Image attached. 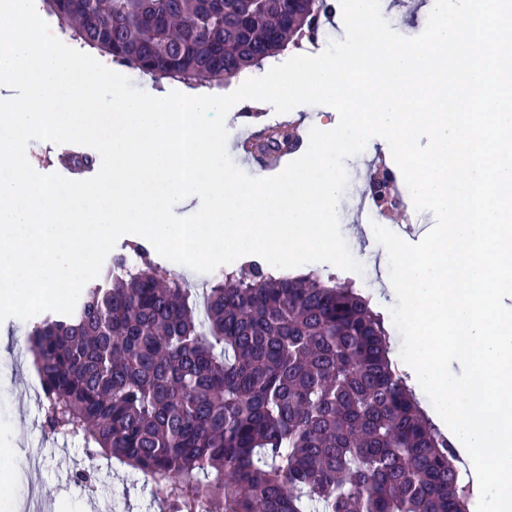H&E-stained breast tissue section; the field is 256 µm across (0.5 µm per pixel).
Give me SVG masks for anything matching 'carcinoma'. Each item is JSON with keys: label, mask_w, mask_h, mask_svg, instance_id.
Here are the masks:
<instances>
[{"label": "carcinoma", "mask_w": 512, "mask_h": 512, "mask_svg": "<svg viewBox=\"0 0 512 512\" xmlns=\"http://www.w3.org/2000/svg\"><path fill=\"white\" fill-rule=\"evenodd\" d=\"M140 73L218 88L306 39L328 0H43ZM298 146L280 126L263 146ZM71 315L31 324L44 427L151 480L160 512H468L453 442L423 415L347 280L256 261L201 290L147 247Z\"/></svg>", "instance_id": "carcinoma-1"}]
</instances>
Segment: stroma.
Segmentation results:
<instances>
[{"instance_id":"1","label":"stroma","mask_w":512,"mask_h":512,"mask_svg":"<svg viewBox=\"0 0 512 512\" xmlns=\"http://www.w3.org/2000/svg\"><path fill=\"white\" fill-rule=\"evenodd\" d=\"M381 11L392 28L406 37L419 35L428 19L412 0H381ZM361 206L360 194L348 192L340 229L351 253L364 265L357 283L384 314L394 303L383 276L388 257L371 225L357 223ZM29 329V322L17 318L0 323V471L21 475L12 500H0V512H25L29 499L42 512H156L146 477L109 459L88 460L77 441L45 431L40 384L26 347ZM89 468L96 476L90 489L74 479Z\"/></svg>"}]
</instances>
